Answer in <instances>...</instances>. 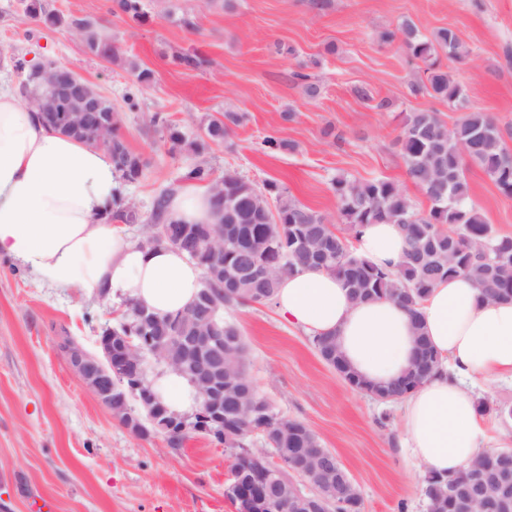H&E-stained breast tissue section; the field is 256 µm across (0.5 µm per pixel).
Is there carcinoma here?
I'll list each match as a JSON object with an SVG mask.
<instances>
[{
    "instance_id": "carcinoma-1",
    "label": "carcinoma",
    "mask_w": 512,
    "mask_h": 512,
    "mask_svg": "<svg viewBox=\"0 0 512 512\" xmlns=\"http://www.w3.org/2000/svg\"><path fill=\"white\" fill-rule=\"evenodd\" d=\"M115 2L117 14L133 22L146 20L144 0ZM25 17L29 22L48 28L78 32L87 51L95 57L121 59V45L94 18L49 11L43 0H26ZM382 39L386 42L400 40L409 55L426 64L423 89L429 96L455 108L465 107L462 87L435 59L440 52L450 59L468 55L454 29L440 28L429 38L421 34L413 22L406 21L398 32H387ZM22 93L26 97H42L47 93V86L30 69L23 81ZM109 115L112 126L108 140L100 142L90 133L81 142L103 146L112 157L120 181L136 182L145 175L148 163L128 146L121 134L122 113L104 96L93 119L103 120ZM240 121L241 116L236 113H226L222 119L213 117L208 120L202 136L167 125L170 151L200 155L209 143L224 141L229 125ZM397 144L408 178L421 189L429 203L427 210H416L404 188L386 178L342 176L330 183L339 217L352 233H357L364 224L376 222L401 225L407 248L396 273L379 268L358 255L352 242L344 234L334 232L324 215L288 196L275 183L261 189L231 170L225 171L218 180L213 177L212 168L203 162H194L182 169L180 182L208 187L216 223L196 225L200 235L219 229L224 231V251L210 260L182 239L177 223L168 219V206L176 189L167 188L155 197L149 223L161 234L160 243L184 251L207 271L219 263L226 268L240 265L244 269L240 284L229 292L212 287L208 276L202 282V287L210 289L217 302L219 324L224 328L223 433L235 434L237 444H228L224 438L211 433L214 426L206 431L193 421L185 430L167 438L170 447H180L191 431H204L234 457V469L264 456L268 448H310L314 453H329L306 423L280 414L270 402L265 414L251 413L237 427L233 421L243 394L256 396L258 390L247 375L246 342L237 324L224 317V311L273 301L280 280L300 267L321 268L341 277L356 302L386 298L413 314L418 302L437 281L460 274L475 281L484 300L512 298V236L499 234L487 224L472 200L466 179L467 167L477 165L504 197L512 198V165L505 161L507 149L497 123L487 112L471 111L462 113L450 126L434 111L416 110L404 117ZM220 180L224 183L222 195L216 191ZM108 217L118 224H135L140 220L136 207L125 201L120 190L113 197ZM313 342L323 361L332 368L341 366L339 377L346 384L352 388L362 385L343 363L333 337L318 336ZM418 343L419 357L412 371L387 389V393L397 399L427 379L438 365L423 337H418ZM258 431L262 432L263 449L250 447V434ZM423 497L426 512H451L448 477L428 472ZM316 501L317 512H350L351 509L347 497L338 495L334 487L318 492Z\"/></svg>"
}]
</instances>
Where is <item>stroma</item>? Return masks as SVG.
<instances>
[{"mask_svg":"<svg viewBox=\"0 0 512 512\" xmlns=\"http://www.w3.org/2000/svg\"><path fill=\"white\" fill-rule=\"evenodd\" d=\"M48 10L101 20L123 48L110 62L88 54L79 34L28 24L24 0H0V80L20 84L27 65L57 60L81 73L122 107L121 132L148 159L143 178L123 185L145 232L155 196L179 184L194 157L170 152L160 115L200 130L235 112L242 120L203 158L215 176L232 169L256 186L276 183L289 196L339 224L332 179L388 178L403 185L417 210L428 207L408 180L396 139L406 113L460 116L414 87L424 65L381 35L412 20L424 35L454 28L469 50L444 60L467 107L489 113L512 148V0H145L148 18L112 14V0H44ZM197 48L205 66L187 69L177 53ZM152 81L135 83L134 68ZM319 87L309 97L292 72ZM367 87L369 98L358 95ZM137 89V106L124 97ZM282 140L268 149L266 137ZM466 177L489 224L512 235V198L477 166ZM127 303L40 282L29 268L0 257V512H29L31 496L56 512H234L225 495L233 463L223 445L191 432L182 447L163 435L131 433L81 383L59 346L69 337L95 350L100 330L117 325ZM227 318L250 349L249 377L281 414L308 424L354 479L362 512H425V469L401 451L397 409L353 391L316 352L313 340L286 324L274 304L238 307Z\"/></svg>","mask_w":512,"mask_h":512,"instance_id":"1","label":"stroma"}]
</instances>
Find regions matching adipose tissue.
Segmentation results:
<instances>
[{"instance_id":"ef3b65f1","label":"adipose tissue","mask_w":512,"mask_h":512,"mask_svg":"<svg viewBox=\"0 0 512 512\" xmlns=\"http://www.w3.org/2000/svg\"><path fill=\"white\" fill-rule=\"evenodd\" d=\"M117 184L106 152L42 126L0 82V257L57 288L123 298L161 315L183 312L204 268L170 245L140 247L108 221ZM355 247L394 272L406 241L399 225L366 224ZM274 302L307 334L335 337L349 370L374 387L405 377L426 339L439 368L396 402L402 448L442 474L478 455L487 430L477 384L512 378V300L482 301L474 282L457 276L438 281L412 314L388 299L352 301L336 274L302 268L281 279ZM151 383L171 413L198 410L185 376L167 370Z\"/></svg>"}]
</instances>
